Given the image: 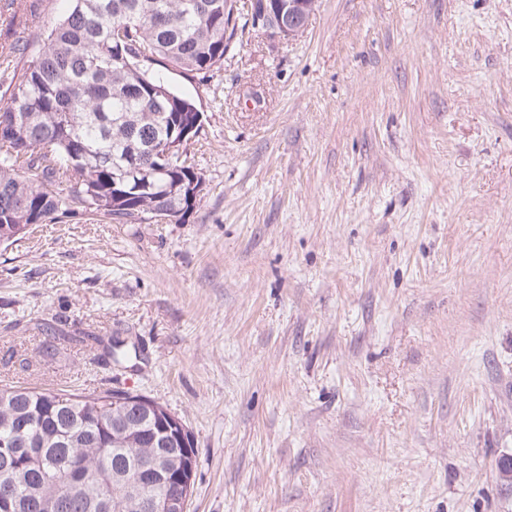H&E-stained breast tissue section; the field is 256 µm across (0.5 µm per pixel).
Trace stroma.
Segmentation results:
<instances>
[{
  "instance_id": "stroma-1",
  "label": "stroma",
  "mask_w": 512,
  "mask_h": 512,
  "mask_svg": "<svg viewBox=\"0 0 512 512\" xmlns=\"http://www.w3.org/2000/svg\"><path fill=\"white\" fill-rule=\"evenodd\" d=\"M167 79L196 208L0 247V385L164 404L187 512H512V0H317ZM287 4H274L277 19L272 24H265L266 32H273L283 38H293L301 34L308 25L313 12L315 0H286ZM307 1H310L309 3ZM288 6L287 14L284 9ZM287 15V18H286Z\"/></svg>"
}]
</instances>
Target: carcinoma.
<instances>
[{
    "label": "carcinoma",
    "instance_id": "obj_1",
    "mask_svg": "<svg viewBox=\"0 0 512 512\" xmlns=\"http://www.w3.org/2000/svg\"><path fill=\"white\" fill-rule=\"evenodd\" d=\"M41 43L27 31L40 3L12 16L0 52V245L32 224L78 214L115 224H150L157 213L185 222L205 178L188 156L165 155L171 135L198 108L159 69L207 74L238 32L257 30L237 0H68ZM160 402L133 392L0 388V468L21 443L37 455L12 483L11 512H164L178 490L144 478Z\"/></svg>",
    "mask_w": 512,
    "mask_h": 512
}]
</instances>
